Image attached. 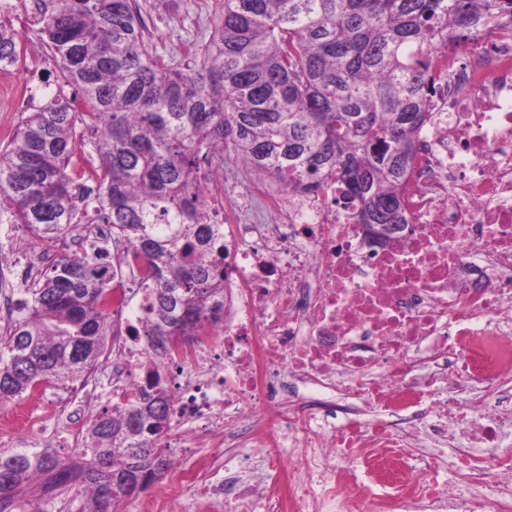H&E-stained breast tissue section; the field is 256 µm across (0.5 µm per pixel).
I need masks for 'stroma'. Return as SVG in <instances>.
Masks as SVG:
<instances>
[{"instance_id":"obj_1","label":"stroma","mask_w":512,"mask_h":512,"mask_svg":"<svg viewBox=\"0 0 512 512\" xmlns=\"http://www.w3.org/2000/svg\"><path fill=\"white\" fill-rule=\"evenodd\" d=\"M148 23L146 36L157 52L177 62H187L194 43L207 39L213 27L218 0H140ZM56 66L50 53L40 43L26 45L24 67L0 79V145L7 143L19 125L22 114L16 103L26 90L44 91L46 77L55 75ZM114 364L112 355H105L88 381L70 388L40 385L23 397L0 404V448L10 449L21 439L36 438L40 448L67 463L84 464L85 427L75 425L73 401L84 404L85 419L104 407L112 406V390L107 382ZM167 465L152 484L138 497L121 504L120 512H140L155 496H165L167 512H194L192 493L173 481L174 470H200L202 479H224V462H210L200 468L195 457L182 455L178 449L165 451ZM39 512H82L85 498L79 485L48 488L38 479L23 491Z\"/></svg>"}]
</instances>
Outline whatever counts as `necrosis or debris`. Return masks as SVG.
<instances>
[{
    "label": "necrosis or debris",
    "mask_w": 512,
    "mask_h": 512,
    "mask_svg": "<svg viewBox=\"0 0 512 512\" xmlns=\"http://www.w3.org/2000/svg\"><path fill=\"white\" fill-rule=\"evenodd\" d=\"M445 74L417 141L406 222L373 241L343 187L205 197L224 227V313L193 352L145 346L133 272L112 391L170 369L169 445H271L278 486L178 473L224 512H512V21L437 50ZM478 388L458 400L457 392ZM449 472L453 481L442 480Z\"/></svg>",
    "instance_id": "1"
}]
</instances>
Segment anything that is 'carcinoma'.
<instances>
[{
    "label": "carcinoma",
    "mask_w": 512,
    "mask_h": 512,
    "mask_svg": "<svg viewBox=\"0 0 512 512\" xmlns=\"http://www.w3.org/2000/svg\"><path fill=\"white\" fill-rule=\"evenodd\" d=\"M22 34L0 17V71L23 40L54 54L57 89L0 148V221L51 247L74 224H110L112 240L63 258L16 292L0 338V403L91 374L115 320L112 267L133 256L153 351L217 323L224 229L208 223L202 171L234 158L287 186L334 176L356 223L396 228L416 137L444 74L441 42H465L512 0H222L208 40L181 68L145 40L138 0H19ZM159 367L140 397L91 420L85 465L35 448L0 450V512L40 475L75 482L84 512H116L127 484L157 476L172 395Z\"/></svg>",
    "instance_id": "carcinoma-1"
}]
</instances>
